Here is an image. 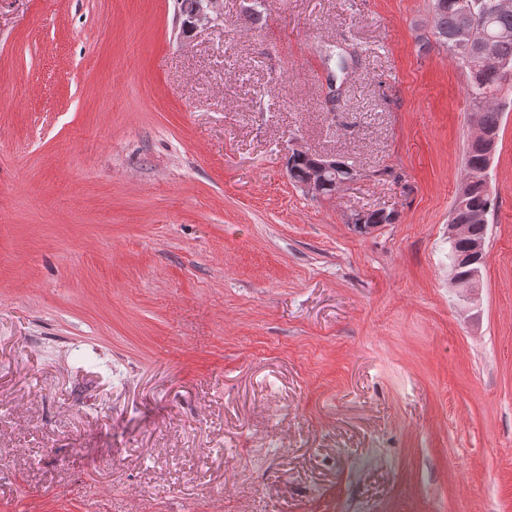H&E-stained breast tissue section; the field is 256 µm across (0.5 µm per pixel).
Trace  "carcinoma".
I'll return each instance as SVG.
<instances>
[{
	"label": "carcinoma",
	"instance_id": "carcinoma-1",
	"mask_svg": "<svg viewBox=\"0 0 512 512\" xmlns=\"http://www.w3.org/2000/svg\"><path fill=\"white\" fill-rule=\"evenodd\" d=\"M436 16L437 41L446 47L465 71L466 94L472 110L482 113L486 129L497 136L500 132L501 112L494 103L503 83L512 81V72H499L478 65L472 57L459 50L456 33L468 24L472 26L474 41L485 33L498 35L496 54L512 64V8L490 10L493 0H432ZM464 163L466 174L461 181L453 203L451 219L470 225L469 240L448 242V257L459 276L470 274L473 266L467 261L469 242L485 240L489 225L471 220L472 214L492 210V199L487 186L489 162L486 150L479 144L467 145Z\"/></svg>",
	"mask_w": 512,
	"mask_h": 512
}]
</instances>
